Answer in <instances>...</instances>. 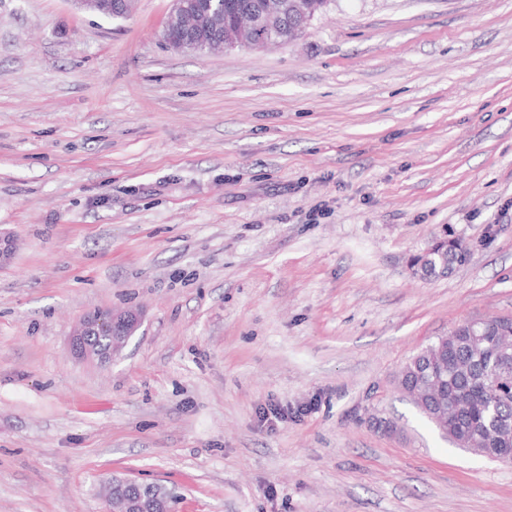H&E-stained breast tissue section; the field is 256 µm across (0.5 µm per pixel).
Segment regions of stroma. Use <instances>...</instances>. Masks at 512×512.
<instances>
[{
    "label": "stroma",
    "mask_w": 512,
    "mask_h": 512,
    "mask_svg": "<svg viewBox=\"0 0 512 512\" xmlns=\"http://www.w3.org/2000/svg\"><path fill=\"white\" fill-rule=\"evenodd\" d=\"M171 7L0 0V512H104L116 475L174 512H512V464L397 384L512 316V0H332L210 55ZM444 237L466 262L421 279ZM130 307L111 362L71 352ZM77 7L85 12L93 14L111 13L115 17L124 18L131 9L132 0H72ZM107 18H115L111 15H103ZM109 320L112 333L108 345L99 346L92 341L103 322L101 314L95 312L81 318L75 325L70 338V350L81 358L100 363L110 361L119 355L131 336L138 330L141 315L134 309L112 310Z\"/></svg>",
    "instance_id": "stroma-1"
}]
</instances>
